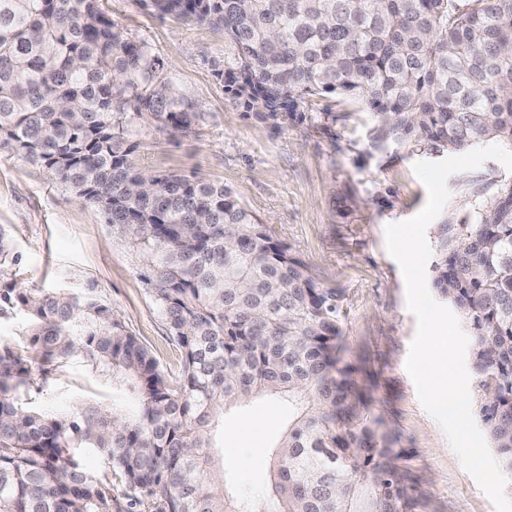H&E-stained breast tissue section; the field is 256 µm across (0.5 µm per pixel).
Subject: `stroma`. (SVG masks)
<instances>
[{
    "mask_svg": "<svg viewBox=\"0 0 512 512\" xmlns=\"http://www.w3.org/2000/svg\"><path fill=\"white\" fill-rule=\"evenodd\" d=\"M108 2L122 34L151 44L173 92L200 114L198 132L188 134L163 133L150 118L139 121L128 141L143 154V166L224 182L317 281L341 291L344 358L355 370L367 412L405 449L399 465L422 512H495L406 372L416 320L385 239L387 224L412 218L427 200L414 163L444 159V152L378 142L373 115L335 97L314 99L302 119L273 132L231 103L214 76L227 48L223 29L158 15L141 0ZM511 178L512 171L492 160L452 175L440 222L459 223L474 202L491 198ZM0 225L10 231L19 256L18 266L1 269L0 278L26 289H92L161 365L179 374L180 350L151 296L146 257L47 169L7 149L0 150ZM29 370L32 385L24 400L48 414L89 405L127 412L140 406L120 375L78 356L49 377L37 364ZM290 416L286 403L269 397L226 411L212 444L235 493L270 495L272 451Z\"/></svg>",
    "mask_w": 512,
    "mask_h": 512,
    "instance_id": "35a3bbf8",
    "label": "stroma"
}]
</instances>
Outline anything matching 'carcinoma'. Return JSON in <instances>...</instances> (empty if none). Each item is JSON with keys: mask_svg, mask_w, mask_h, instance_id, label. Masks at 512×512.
I'll use <instances>...</instances> for the list:
<instances>
[{"mask_svg": "<svg viewBox=\"0 0 512 512\" xmlns=\"http://www.w3.org/2000/svg\"><path fill=\"white\" fill-rule=\"evenodd\" d=\"M142 2L224 28V95L276 132L312 98L343 96L371 112L382 142L512 146V0ZM162 69L102 0H0V146L48 169L146 255L182 357L169 373L90 291L0 282V305L28 317L44 374L78 354L127 376L141 401L133 417L40 413L22 400L27 361L0 344V512H418L391 465L403 452L374 421L336 432L355 392L342 293L230 188L134 163L127 136L144 116L165 131L198 125ZM474 213L439 225L433 285L468 324L477 417L512 472V180ZM16 263L0 225V268ZM259 395L297 407L275 449L271 503L236 497L211 452L224 412ZM81 448L102 452L125 491L82 471Z\"/></svg>", "mask_w": 512, "mask_h": 512, "instance_id": "1", "label": "carcinoma"}]
</instances>
